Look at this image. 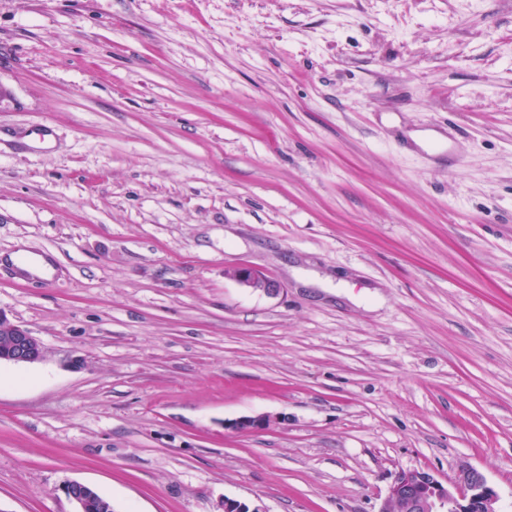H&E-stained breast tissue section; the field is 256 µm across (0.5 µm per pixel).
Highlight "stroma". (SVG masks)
<instances>
[{
	"instance_id": "obj_1",
	"label": "stroma",
	"mask_w": 512,
	"mask_h": 512,
	"mask_svg": "<svg viewBox=\"0 0 512 512\" xmlns=\"http://www.w3.org/2000/svg\"><path fill=\"white\" fill-rule=\"evenodd\" d=\"M21 249L0 512H378L464 466L512 512V0H0ZM232 275L241 284L269 295H274L280 290V285L276 281L250 266H238L233 270ZM8 336L9 343L2 350L0 348V363L33 364L40 362L44 357V348L41 342L31 333L0 313V332ZM65 491L67 497L75 506L73 512H87L94 491L92 487L79 482H71L66 486Z\"/></svg>"
}]
</instances>
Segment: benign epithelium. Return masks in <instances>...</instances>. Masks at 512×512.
I'll return each instance as SVG.
<instances>
[{
  "mask_svg": "<svg viewBox=\"0 0 512 512\" xmlns=\"http://www.w3.org/2000/svg\"><path fill=\"white\" fill-rule=\"evenodd\" d=\"M233 277L241 284L274 295L280 285L264 273L246 265L236 267ZM0 332L9 343L0 349V363L33 364L44 357L41 342L23 326L0 313ZM66 495L74 504V512H87L93 488L71 482ZM378 512H502L497 492L488 486L482 473L462 468L455 479L442 483L425 470L400 472L381 502Z\"/></svg>",
  "mask_w": 512,
  "mask_h": 512,
  "instance_id": "1",
  "label": "benign epithelium"
}]
</instances>
